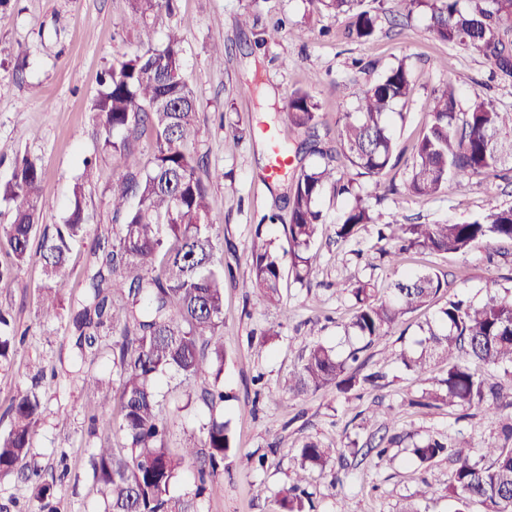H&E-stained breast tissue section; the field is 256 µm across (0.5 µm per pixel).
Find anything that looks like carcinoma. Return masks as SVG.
I'll list each match as a JSON object with an SVG mask.
<instances>
[{"mask_svg": "<svg viewBox=\"0 0 512 512\" xmlns=\"http://www.w3.org/2000/svg\"><path fill=\"white\" fill-rule=\"evenodd\" d=\"M176 0H129V22L139 28L142 50L112 60L99 76V89L90 110L97 119L96 136L102 148L118 159L119 171L106 189L110 222L105 231L91 229L85 219L86 187L96 171V160L83 159L69 214L62 224H38L42 211L53 207L43 198V170L36 157L15 161L11 178L0 180V203L11 208L13 220L0 227L9 262L0 263V285L14 282L13 270L32 258L31 244L39 239V259L45 281L38 310L41 321L61 317L60 292L72 275L73 247L91 240L83 269L81 294L71 304V325L80 359L101 351L102 337L110 339L112 369L119 380L116 398L99 400L101 412L119 408L121 448L102 446L90 456L93 485L105 512H173L169 487L184 465L195 460L196 495H201L221 466L233 454L235 438L228 424L212 418L200 427V443L174 456L166 446L168 420L158 380L178 377L186 387V405L201 403L210 412L224 409V263L218 256L208 201L212 177L207 156L196 150L199 134L197 99L184 81L182 36L171 31L154 42L151 14L172 10ZM336 15L353 14L349 35L374 37L380 16L360 9L362 0H321ZM409 11H422L429 27L443 42L480 52L493 74L512 80V0H405ZM416 83L401 61L375 79L358 98L353 112L343 113L336 130V148L323 146L318 132L320 105L305 89L288 98L290 125L304 133L297 144H287L289 156L318 155L323 163L292 175L285 208L288 215L271 212L262 221L280 224L288 238L291 266L298 282L310 274L319 258L315 245L324 231L319 203L325 193L353 198L336 225L341 241L355 237L367 224L376 227L381 248L395 260L401 252L463 254L478 244L512 242V206L495 208L473 221L456 224H407L398 218L381 221L380 214L353 192L345 179L351 169L380 187L383 177L399 160L389 116L409 102ZM150 140V158L142 162L135 144ZM512 165V112H500L476 94L462 102L453 82L433 95L431 120L413 146L405 186L409 194L434 197L460 183L489 176ZM282 259L273 242L251 253L250 277L237 284L259 290L274 301L280 297ZM447 287L438 271H413L395 280L386 296L369 280L358 279L347 292L356 313L350 328L359 346L346 355L321 342L313 344L284 389L296 396L336 387L348 392L359 384H373L376 374H361L360 353L384 343L403 318L428 306ZM15 329L0 310V363L16 350ZM419 381L429 380L433 366L446 364L436 386L423 390L415 405L483 408L496 415L512 407L505 396L479 373L482 366L502 369L512 389V290L489 296L478 306L461 299L448 300L427 323L416 347L394 353ZM43 401L36 388L18 390L7 414L9 429L0 433V476L30 467L27 458L38 435ZM506 441L490 445L489 463L470 461L466 440L442 442L430 438L413 445L422 464L448 454L456 464L448 481V500L454 512H465L479 500L487 512H512V421L501 426ZM334 448L307 442L299 449L300 469L324 468ZM34 497L39 512H57L54 483L37 469ZM298 477L278 499V512H310L309 496Z\"/></svg>", "mask_w": 512, "mask_h": 512, "instance_id": "obj_1", "label": "carcinoma"}]
</instances>
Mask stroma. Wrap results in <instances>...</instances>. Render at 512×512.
<instances>
[{"label": "stroma", "mask_w": 512, "mask_h": 512, "mask_svg": "<svg viewBox=\"0 0 512 512\" xmlns=\"http://www.w3.org/2000/svg\"><path fill=\"white\" fill-rule=\"evenodd\" d=\"M378 7V35L367 42L347 36L350 15L328 12L321 0H177L174 11H160L150 21L157 38L177 29L184 35V75L197 96L199 153L208 158L217 176L209 184L211 217L223 244V259L234 283L224 288V385L231 398L224 418L236 438V449L213 479V489L196 496L194 465L173 479L169 496L177 507L194 512H275L279 491L300 470L298 450L307 441L346 446L357 441L358 454L333 457L325 470L313 471L307 483L312 512H402L414 504L418 512H451L448 478L454 469L442 457L427 467L408 459L407 445L434 436L470 442L472 461H482L485 448L499 443L498 419L474 409H421L411 401L424 388L396 360L378 348L364 352L365 369L381 372L378 387H359L346 393L328 388L289 396L282 385L297 370L313 341L343 342L354 301L345 282L373 280L378 288L410 269L431 267L447 275L440 300L458 295L482 303L491 281L512 287V258L492 263V251L512 255V244L478 245L462 255L410 253L398 265L382 263L373 227L336 245L321 238L319 263L307 284L285 275L279 302L265 300L259 291L237 288L248 278V259L254 246L273 241L287 252L288 240L279 226H261V218L282 205L288 184L266 181L268 153L263 128L278 129L283 139L298 135L288 126L289 93L304 88L319 102L320 130L326 145L336 142V125L353 111L366 84L400 60L410 64L417 92L392 126L399 150L412 144L429 122L435 89L453 81L462 98L482 91L498 110L512 111V81H493L490 62L477 51L440 41L424 14L408 13L404 0H364ZM9 20L0 27V180L10 178L14 158L38 157L44 168L43 192L53 207L44 212L46 226L63 223L72 187L81 175L82 160L98 157V178L88 187L85 210L89 223L107 221L105 191L118 162L101 151L95 139L96 119L90 103L101 71L113 58L141 50L139 31L127 23L128 0H5L0 6ZM251 13L256 27L239 28L237 19ZM282 19L286 28L273 40L262 29ZM224 47V65L210 61V48ZM38 131L29 139V131ZM237 139L234 150L225 140ZM388 177L397 186L373 207L384 219L398 215L418 224L457 223L479 217L493 208L512 205V182L497 176L452 185L446 194L415 198L404 187L405 165ZM42 269L31 259L18 272L13 287L0 288V309L9 312L26 337L9 362L0 364V433L9 427L6 413L16 389L39 385L44 412L29 461L43 478H56L59 512H104L103 500L92 488L89 457L104 441L123 443L115 424L95 415L94 392L83 378H99L98 392L115 394L118 383L107 357L75 362L76 349L68 316L42 324L36 318ZM320 319L317 336L307 322ZM280 325L279 338L259 346L262 329ZM160 391L169 418L167 446L181 452L198 439L209 419L200 403L187 405L185 389L172 376L161 377ZM401 436L387 459H378L369 446L380 437ZM264 466H257V459ZM430 482L427 498L416 495Z\"/></svg>", "instance_id": "obj_1"}]
</instances>
